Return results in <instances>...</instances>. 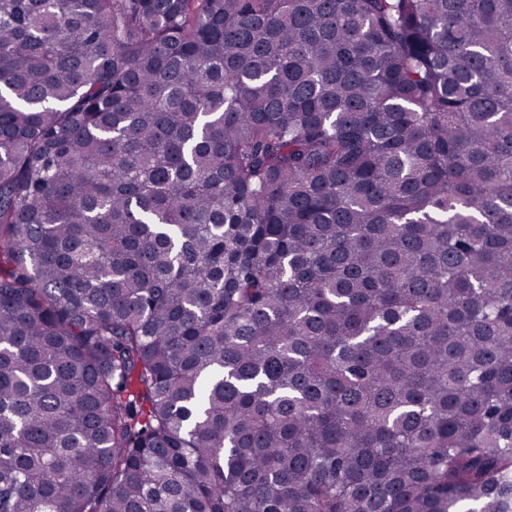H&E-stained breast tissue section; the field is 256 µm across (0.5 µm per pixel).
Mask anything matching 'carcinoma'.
Segmentation results:
<instances>
[{
    "instance_id": "carcinoma-1",
    "label": "carcinoma",
    "mask_w": 512,
    "mask_h": 512,
    "mask_svg": "<svg viewBox=\"0 0 512 512\" xmlns=\"http://www.w3.org/2000/svg\"><path fill=\"white\" fill-rule=\"evenodd\" d=\"M512 512V0H0V512Z\"/></svg>"
}]
</instances>
